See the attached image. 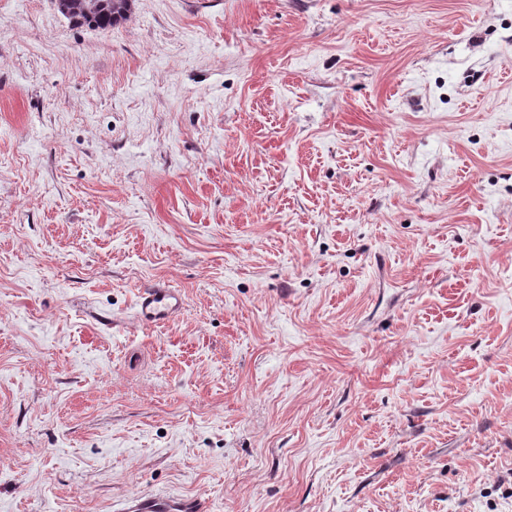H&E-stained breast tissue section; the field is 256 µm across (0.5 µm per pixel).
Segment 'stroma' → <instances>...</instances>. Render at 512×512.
<instances>
[{
    "label": "stroma",
    "mask_w": 512,
    "mask_h": 512,
    "mask_svg": "<svg viewBox=\"0 0 512 512\" xmlns=\"http://www.w3.org/2000/svg\"><path fill=\"white\" fill-rule=\"evenodd\" d=\"M151 494L512 512V0H0V512ZM131 0H58L60 12L76 24L102 30L125 20ZM183 306L182 294L175 288L156 285L143 289L138 296L137 315L148 325L168 321Z\"/></svg>",
    "instance_id": "stroma-1"
}]
</instances>
